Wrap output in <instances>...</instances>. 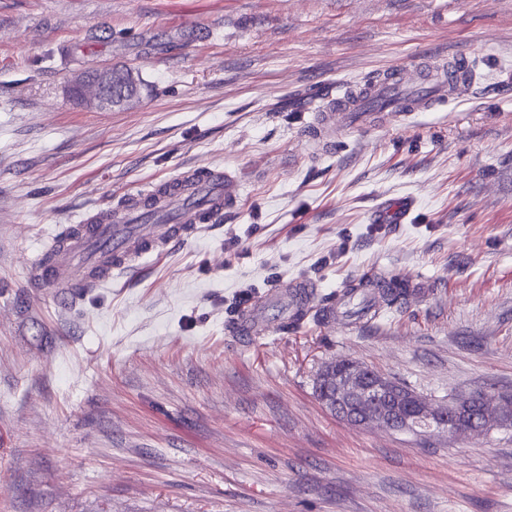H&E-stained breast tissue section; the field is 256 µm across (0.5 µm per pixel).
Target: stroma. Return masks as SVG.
I'll return each instance as SVG.
<instances>
[{"instance_id":"35a3bbf8","label":"stroma","mask_w":512,"mask_h":512,"mask_svg":"<svg viewBox=\"0 0 512 512\" xmlns=\"http://www.w3.org/2000/svg\"><path fill=\"white\" fill-rule=\"evenodd\" d=\"M456 53L469 99L314 153L325 85ZM108 65L132 101L67 97ZM196 165L236 211L70 305L34 285L64 228ZM367 271L416 297L316 320ZM293 279L300 328L230 334ZM333 358L512 397V0H0V512H512V426L353 427L314 393Z\"/></svg>"}]
</instances>
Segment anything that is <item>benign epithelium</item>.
<instances>
[{
  "mask_svg": "<svg viewBox=\"0 0 512 512\" xmlns=\"http://www.w3.org/2000/svg\"><path fill=\"white\" fill-rule=\"evenodd\" d=\"M125 78V72L114 68L94 69L70 81L67 92L81 99L91 88L93 102L110 108L128 101L123 95H114L116 85ZM315 384L322 405L354 427L378 426L423 436L459 437L476 430L471 412L477 396L484 427L512 423V408L492 412L493 398L486 392L459 395L436 403L351 359L326 362Z\"/></svg>",
  "mask_w": 512,
  "mask_h": 512,
  "instance_id": "7a95c632",
  "label": "benign epithelium"
}]
</instances>
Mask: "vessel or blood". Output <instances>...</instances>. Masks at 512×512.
<instances>
[{
    "instance_id": "vessel-or-blood-1",
    "label": "vessel or blood",
    "mask_w": 512,
    "mask_h": 512,
    "mask_svg": "<svg viewBox=\"0 0 512 512\" xmlns=\"http://www.w3.org/2000/svg\"><path fill=\"white\" fill-rule=\"evenodd\" d=\"M475 79L465 55L442 68L402 65L384 79L344 91L316 115L310 131L320 140L339 130L379 127L390 116L439 111L468 97ZM238 200L236 175L210 166L186 170L173 179L168 193L149 188L133 198L127 210L88 215L52 254L36 256L30 273L35 280L57 288L61 298H68L70 289L99 287L111 282L113 271L128 269L145 256L162 255L173 243L195 237L203 225L236 207ZM135 213H164L168 220L127 229ZM311 294L312 286L306 281L291 286L279 283L267 296L268 301L282 305L278 319H268L262 306L256 305L240 311L235 329L243 336L282 331Z\"/></svg>"
}]
</instances>
